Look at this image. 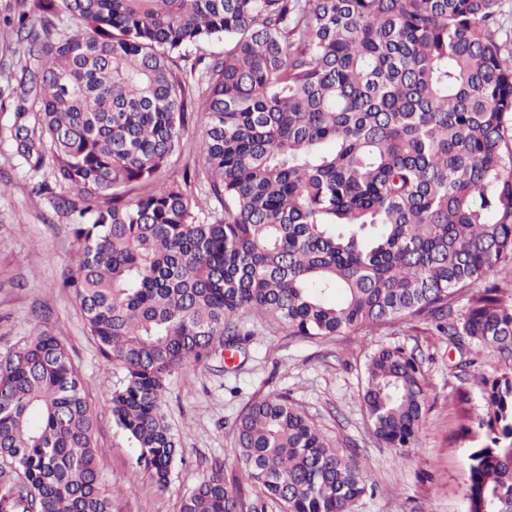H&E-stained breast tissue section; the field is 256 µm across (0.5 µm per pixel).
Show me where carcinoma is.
I'll return each instance as SVG.
<instances>
[{
	"instance_id": "obj_1",
	"label": "carcinoma",
	"mask_w": 512,
	"mask_h": 512,
	"mask_svg": "<svg viewBox=\"0 0 512 512\" xmlns=\"http://www.w3.org/2000/svg\"><path fill=\"white\" fill-rule=\"evenodd\" d=\"M502 4L33 0L19 17L14 151L33 193L70 220L63 288L123 372L109 411L157 489L180 447L162 411L168 378L242 350L255 335L244 318L306 339L399 321L507 361L472 375L482 413L457 389L450 440L481 439L468 512H512V284L494 274L512 263ZM219 37L224 53L190 58ZM191 123L222 210L205 218L166 178ZM361 404L377 440L413 447L427 404L414 352L374 351ZM95 418L58 337L1 356L0 512H112ZM234 437L231 479L214 461L177 512H354L375 488L286 396L253 400Z\"/></svg>"
}]
</instances>
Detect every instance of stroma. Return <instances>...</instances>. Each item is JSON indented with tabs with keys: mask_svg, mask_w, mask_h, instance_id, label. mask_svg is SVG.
Returning a JSON list of instances; mask_svg holds the SVG:
<instances>
[{
	"mask_svg": "<svg viewBox=\"0 0 512 512\" xmlns=\"http://www.w3.org/2000/svg\"><path fill=\"white\" fill-rule=\"evenodd\" d=\"M31 0H0V356L22 337L48 331L68 347L86 385L98 419L95 441L107 461L105 484L112 512H177L180 498L209 474L212 459L234 473L237 457L233 425L251 401L278 394L314 421L332 445L375 481L355 512H467L470 442L449 443L455 425L457 388L467 380L458 351L425 326L402 323L350 333L324 342L272 331L249 319L255 335L233 369L208 362L175 372L167 381L163 411L181 436L180 458L167 489L158 490L136 463L137 452L107 410L108 381L121 375L104 362L84 324L78 302L60 284L70 273L77 244L66 219L47 198L34 196L20 159L12 149L16 104L7 80L20 69L12 25ZM182 153L169 169L191 196L206 194L203 178L185 180V170L201 167L198 127L186 129ZM400 345L422 359L428 403L414 448L402 453L379 443L360 397L368 357L383 346Z\"/></svg>",
	"mask_w": 512,
	"mask_h": 512,
	"instance_id": "1",
	"label": "stroma"
}]
</instances>
